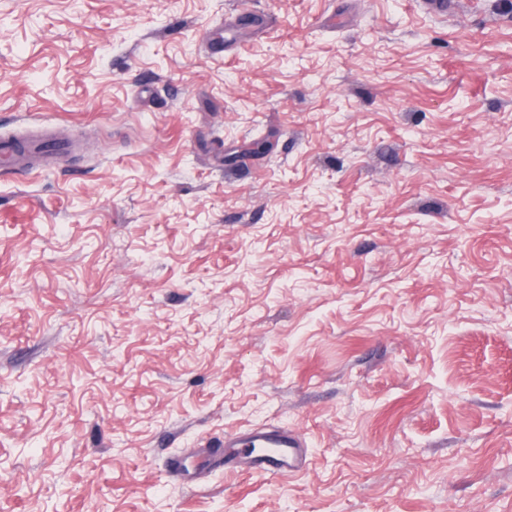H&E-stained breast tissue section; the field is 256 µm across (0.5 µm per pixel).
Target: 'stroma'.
I'll use <instances>...</instances> for the list:
<instances>
[{"instance_id":"1","label":"stroma","mask_w":512,"mask_h":512,"mask_svg":"<svg viewBox=\"0 0 512 512\" xmlns=\"http://www.w3.org/2000/svg\"><path fill=\"white\" fill-rule=\"evenodd\" d=\"M2 121L0 512H512L505 0H0ZM70 153L71 143L48 131L0 136V168L12 174L39 173L46 160L64 161ZM195 447L188 450L189 455L236 472L284 477L306 466L305 442L282 426L265 425L225 434L224 441L209 440Z\"/></svg>"}]
</instances>
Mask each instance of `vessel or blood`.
<instances>
[{
    "instance_id": "b4317fda",
    "label": "vessel or blood",
    "mask_w": 512,
    "mask_h": 512,
    "mask_svg": "<svg viewBox=\"0 0 512 512\" xmlns=\"http://www.w3.org/2000/svg\"><path fill=\"white\" fill-rule=\"evenodd\" d=\"M71 144L54 133H18L0 136V167L14 174L33 175L43 171L48 159L63 161ZM191 456L237 472L284 477L306 465L305 442L281 426L265 425L206 441L191 449Z\"/></svg>"
}]
</instances>
